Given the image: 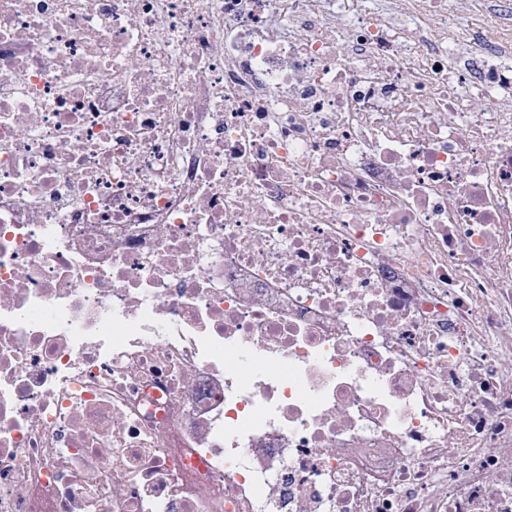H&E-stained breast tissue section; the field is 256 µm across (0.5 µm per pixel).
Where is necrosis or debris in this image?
Masks as SVG:
<instances>
[{"mask_svg":"<svg viewBox=\"0 0 512 512\" xmlns=\"http://www.w3.org/2000/svg\"><path fill=\"white\" fill-rule=\"evenodd\" d=\"M512 14L0 0V512H512Z\"/></svg>","mask_w":512,"mask_h":512,"instance_id":"1","label":"necrosis or debris"}]
</instances>
